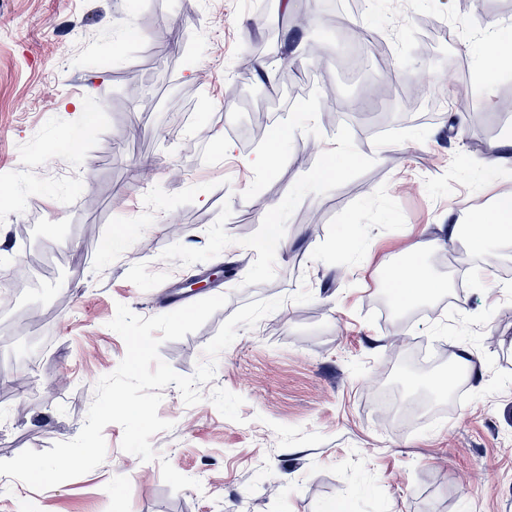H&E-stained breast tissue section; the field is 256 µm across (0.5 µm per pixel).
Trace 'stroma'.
I'll use <instances>...</instances> for the list:
<instances>
[{"instance_id":"stroma-1","label":"stroma","mask_w":512,"mask_h":512,"mask_svg":"<svg viewBox=\"0 0 512 512\" xmlns=\"http://www.w3.org/2000/svg\"><path fill=\"white\" fill-rule=\"evenodd\" d=\"M255 2L0 0V461L79 434L126 352L108 326L117 304L160 315L170 277L234 262L226 305L160 346L190 376L240 307L282 301L238 326L202 401L163 389L173 427L151 439L157 460L124 452L110 424L87 474L44 490L0 475V512H512V247L489 246L477 268L449 247L426 256L448 288L403 327L436 350L427 369L388 351L402 309L385 280L411 239L440 237L446 214L472 220L512 188V173L481 166L512 134V70L478 72L467 46L512 22V0H296L290 12L271 0L263 14ZM347 25L384 53L349 45ZM268 33L290 60L264 86L279 108L249 112L261 139L224 153V114L246 95L239 61ZM422 71L410 100L405 82ZM390 74L389 97L358 103ZM464 79L468 104L454 93ZM85 97L83 125L66 103ZM269 150L270 171L249 166ZM327 165L335 175L318 177ZM270 224L285 250L265 245ZM120 232L125 250L106 256ZM21 264L38 287L13 282ZM303 288L311 301L293 302ZM466 350L476 368L456 413L412 432L372 416L375 380L411 401ZM164 459L200 489L173 491Z\"/></svg>"}]
</instances>
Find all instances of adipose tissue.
<instances>
[{
	"label": "adipose tissue",
	"mask_w": 512,
	"mask_h": 512,
	"mask_svg": "<svg viewBox=\"0 0 512 512\" xmlns=\"http://www.w3.org/2000/svg\"><path fill=\"white\" fill-rule=\"evenodd\" d=\"M443 243H455L460 234H468L471 244L483 248L492 244L512 245V190L498 194L489 216H477L468 230H461L456 222L442 225ZM432 247L430 241L414 240L407 248L412 258L410 265L389 267L386 276L397 288L398 295L406 301H418L444 290V281L433 278L422 261Z\"/></svg>",
	"instance_id": "ef3b65f1"
}]
</instances>
